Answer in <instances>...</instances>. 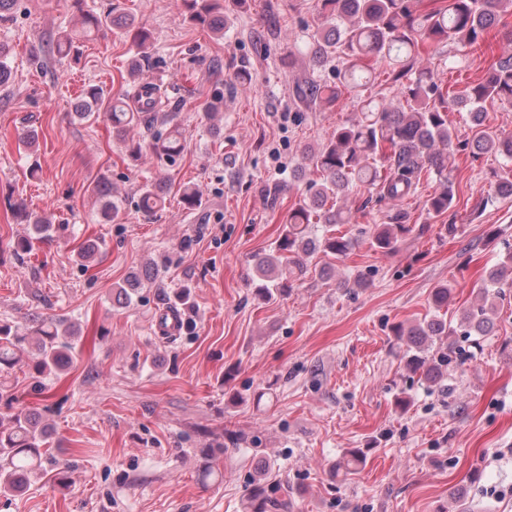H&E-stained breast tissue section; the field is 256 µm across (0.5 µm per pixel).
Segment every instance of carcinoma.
Wrapping results in <instances>:
<instances>
[{"mask_svg": "<svg viewBox=\"0 0 512 512\" xmlns=\"http://www.w3.org/2000/svg\"><path fill=\"white\" fill-rule=\"evenodd\" d=\"M80 8L82 25L94 31L110 26L131 36L142 58L151 55V33L137 25L134 16L117 5L100 15L82 9L83 0H73ZM191 23L224 36L226 21L222 0H183ZM318 14L323 24L311 35L306 56L316 71L336 61L332 69L334 85L313 81L307 84L305 99L325 101L338 96L341 88L365 86L374 63L384 60L394 81L402 83L403 103L360 98V117L336 127L320 146L302 151L301 174L308 175L305 198L282 216L283 228L273 252L256 262L259 288L256 296L269 300L284 295L305 272L304 258L323 252L337 260L347 257L351 238L336 235L338 224H356L368 215L367 208L378 191V199L398 204L414 195L422 172L433 175L438 190L425 201L428 215L441 216L453 208L455 154L448 113H467L474 127L484 122V104L501 101L512 104V54L497 58L481 81L459 91H450L436 80L428 61L430 50L441 44L480 49L491 31L509 26L512 0H318ZM73 48V34L59 31L57 38L41 43L37 52L66 56ZM156 89L146 86L131 106L121 97L107 98L103 89L88 88L76 112L78 119L89 121L103 111L112 124V136L126 139L136 128H143L150 139H140L129 151L131 161L142 165L148 160L173 163L185 149L179 127L171 125L166 135L154 132L158 124ZM477 154H490L502 160L500 171L493 173L489 188L503 199H512V133L477 132L471 142ZM103 200L101 216L107 223L117 220L121 207L113 199L112 187L97 186ZM358 190L369 193L357 209L346 205L349 195ZM165 184L148 180L139 188L137 208L146 217L154 215L165 203ZM203 191L186 187L181 194L185 208L202 205ZM14 218L28 225L25 236L13 242V251L28 254L38 243L50 240L53 224L24 203L16 205ZM326 224L320 237L310 236V227ZM412 232L406 216L396 212L388 221L376 224L372 245L390 253L402 238ZM486 287L493 297H502L503 289L512 288V253L489 275ZM453 286L443 285L432 294L430 311L419 322L393 328L397 341L407 347L406 367L421 373L428 383L442 385L448 368L465 355L482 349L481 339L493 330L496 305L483 296L482 301L462 312L453 326L440 316V310L453 299ZM80 329L64 320L37 316L21 332L8 324L0 325V377L21 368L37 378L52 371H63L76 356ZM51 436V427L34 408L21 407L0 417V494L13 495L25 490L32 477L44 470L47 457L41 451ZM364 461V454L350 449L337 464L350 475ZM243 512H289L286 497H274L261 480L256 479L242 502Z\"/></svg>", "mask_w": 512, "mask_h": 512, "instance_id": "obj_1", "label": "carcinoma"}]
</instances>
